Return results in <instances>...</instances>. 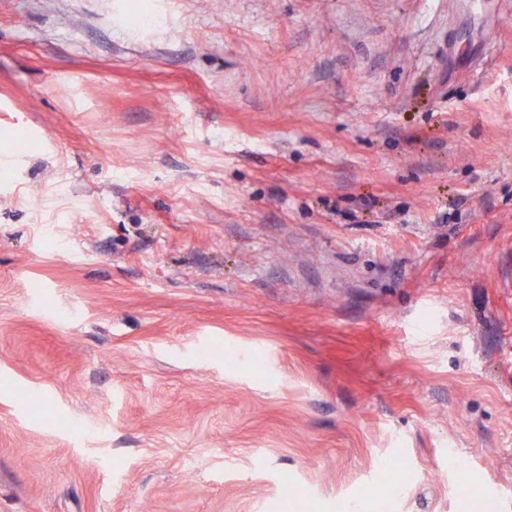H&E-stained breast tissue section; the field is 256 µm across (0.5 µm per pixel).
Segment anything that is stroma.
<instances>
[{
	"label": "stroma",
	"mask_w": 512,
	"mask_h": 512,
	"mask_svg": "<svg viewBox=\"0 0 512 512\" xmlns=\"http://www.w3.org/2000/svg\"><path fill=\"white\" fill-rule=\"evenodd\" d=\"M345 502L512 512V16L0 0V512Z\"/></svg>",
	"instance_id": "stroma-1"
}]
</instances>
